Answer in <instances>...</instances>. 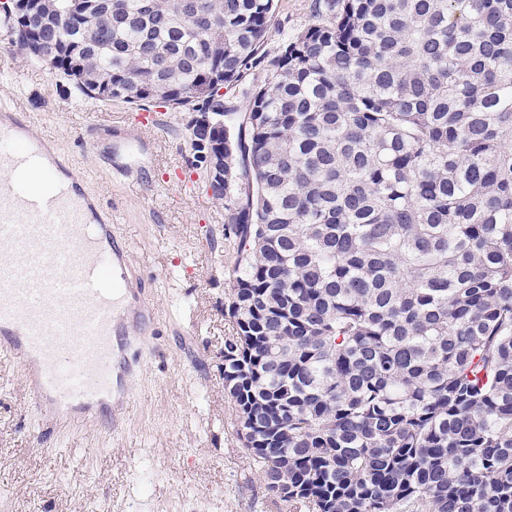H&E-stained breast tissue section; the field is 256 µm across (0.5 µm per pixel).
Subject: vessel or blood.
Here are the masks:
<instances>
[{
  "label": "vessel or blood",
  "mask_w": 512,
  "mask_h": 512,
  "mask_svg": "<svg viewBox=\"0 0 512 512\" xmlns=\"http://www.w3.org/2000/svg\"><path fill=\"white\" fill-rule=\"evenodd\" d=\"M127 252L28 121L1 113L0 357L26 367L37 405L122 413L111 396L124 323L154 315L136 300Z\"/></svg>",
  "instance_id": "1"
}]
</instances>
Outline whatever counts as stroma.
<instances>
[{"label": "stroma", "instance_id": "1", "mask_svg": "<svg viewBox=\"0 0 512 512\" xmlns=\"http://www.w3.org/2000/svg\"><path fill=\"white\" fill-rule=\"evenodd\" d=\"M311 4L277 0L267 55L308 25ZM1 108L55 141L87 191L111 209L155 315L128 326L133 365L114 392L128 402L118 426L46 430L52 408L34 405L21 366L0 359V512H289L266 491L224 393L237 245L224 234L223 202L206 190L190 113L87 98L3 30ZM147 112L159 128L145 130L139 154L123 151L127 131Z\"/></svg>", "mask_w": 512, "mask_h": 512}]
</instances>
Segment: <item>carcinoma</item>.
<instances>
[{"label":"carcinoma","instance_id":"carcinoma-1","mask_svg":"<svg viewBox=\"0 0 512 512\" xmlns=\"http://www.w3.org/2000/svg\"><path fill=\"white\" fill-rule=\"evenodd\" d=\"M112 2V30L90 28ZM49 0L8 16L83 95L223 109L224 391L294 512H512V0ZM312 0H277L270 20L264 51L270 58L276 55L284 40L305 28L311 21Z\"/></svg>","mask_w":512,"mask_h":512}]
</instances>
